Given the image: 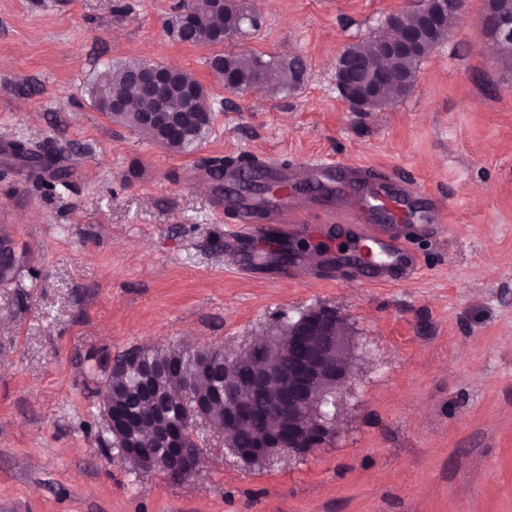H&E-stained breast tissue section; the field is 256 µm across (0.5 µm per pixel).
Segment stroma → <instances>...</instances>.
Segmentation results:
<instances>
[{
	"mask_svg": "<svg viewBox=\"0 0 512 512\" xmlns=\"http://www.w3.org/2000/svg\"><path fill=\"white\" fill-rule=\"evenodd\" d=\"M178 0H0V236L24 264L0 283V512H512V71L490 46L487 0H467L412 93L355 112L335 84L343 48L420 0H239L258 28L234 54L300 57L293 92L226 91L213 49L174 41ZM182 68L203 84L209 139L178 154L112 122L88 88L120 62ZM46 148L50 186L9 153ZM311 156L405 173L447 207L415 239L410 280L368 284L313 244L340 218L288 235L285 265L224 262L234 225L214 159ZM340 315L354 376L336 435L304 456L248 464L201 422L188 477L113 448L97 390L140 348L233 354L302 313Z\"/></svg>",
	"mask_w": 512,
	"mask_h": 512,
	"instance_id": "35a3bbf8",
	"label": "stroma"
}]
</instances>
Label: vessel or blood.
I'll use <instances>...</instances> for the list:
<instances>
[{"label":"vessel or blood","instance_id":"obj_1","mask_svg":"<svg viewBox=\"0 0 512 512\" xmlns=\"http://www.w3.org/2000/svg\"><path fill=\"white\" fill-rule=\"evenodd\" d=\"M312 173L314 207L290 203L293 188L273 164L266 173L275 184L262 200V223H255L252 203L225 193L224 205L237 220L229 242V265L250 267L251 256L264 257L274 251L282 235L306 230L316 213L333 214L334 201L350 194L354 201L345 213L346 223L355 225L362 251L357 265L373 282H399L413 276L418 257L411 247L423 230L446 223L447 211L438 200L418 193L410 178L394 177L334 159H310L305 163Z\"/></svg>","mask_w":512,"mask_h":512}]
</instances>
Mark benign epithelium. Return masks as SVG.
<instances>
[{
	"instance_id": "obj_1",
	"label": "benign epithelium",
	"mask_w": 512,
	"mask_h": 512,
	"mask_svg": "<svg viewBox=\"0 0 512 512\" xmlns=\"http://www.w3.org/2000/svg\"><path fill=\"white\" fill-rule=\"evenodd\" d=\"M465 0H422L415 12L419 24L409 27L403 14L390 16L383 29L380 48L375 55L374 73L360 74L348 49L340 53L335 71L336 85L350 106L365 112L371 106L392 104L386 96L390 81L389 62L402 56H413L425 47L424 35L439 31L448 36V19L458 15ZM180 28L196 29L211 22L214 11L209 6L181 10ZM483 24L496 49L512 44V13L493 7L487 9ZM146 90L154 101L150 112L141 113L144 126L158 130L172 140L185 132L183 122L172 114L173 103L184 112L193 113L200 124L213 125L214 115L208 111L209 98L199 83L184 85L179 98L171 95V68H160L145 74ZM14 157L28 164L51 165L52 153L30 150L22 144L13 148ZM288 355V366L281 357ZM352 376L350 339L344 320L328 310H311L297 319L279 326L269 334L252 340L224 366V430L251 425L253 410L249 394L255 389L266 396L269 423L254 440L251 448H236L234 453L246 463L263 461L281 452L305 455L320 448L336 433L335 422L325 410L328 399L337 396ZM100 413L107 433H112V399L108 386L100 395ZM174 429L164 434L167 452L157 457L141 446L142 439L125 445L122 454L133 459L140 468L159 470L168 479L181 480L191 474L202 448L187 451L184 434Z\"/></svg>"
}]
</instances>
